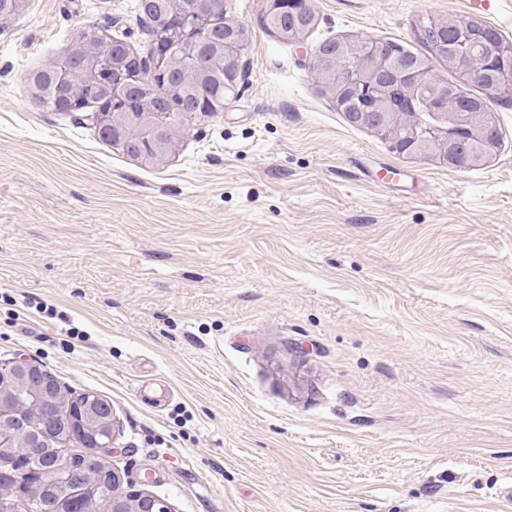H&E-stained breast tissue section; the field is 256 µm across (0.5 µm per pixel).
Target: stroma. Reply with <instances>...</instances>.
I'll use <instances>...</instances> for the list:
<instances>
[{
  "label": "stroma",
  "mask_w": 512,
  "mask_h": 512,
  "mask_svg": "<svg viewBox=\"0 0 512 512\" xmlns=\"http://www.w3.org/2000/svg\"><path fill=\"white\" fill-rule=\"evenodd\" d=\"M251 32L240 94L146 166L24 77L79 33L149 42L137 0L0 19V359L107 400V464L173 512H503L512 484V100L457 170L390 150L319 91L330 37L400 40L512 0H311ZM291 0H286L285 3L281 7V11L275 15H271L268 17H264V23L266 29L272 32H276L281 26H284L288 23L290 19L293 24H303V20L295 13L293 10V3L300 6L304 11H312V7L310 5L309 0H296L293 2ZM37 70H46L47 73L44 74L45 77L42 78V84L45 86L46 91H38L33 90L32 91V97L33 99L40 104L43 108H46L47 110H55L57 112H60L55 109V103L58 99V95L60 92V87H58V84L51 79V73L52 70H48L43 68L37 69Z\"/></svg>",
  "instance_id": "obj_1"
}]
</instances>
